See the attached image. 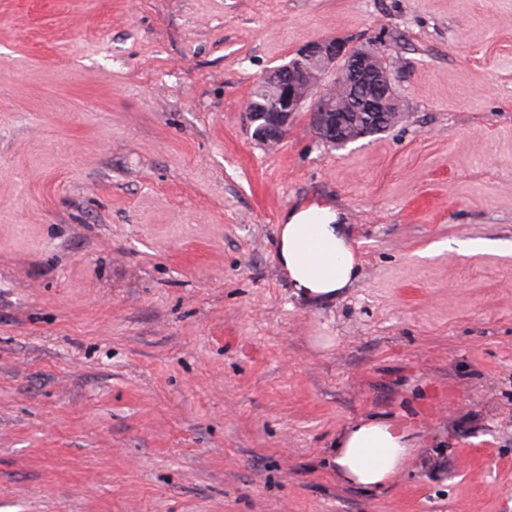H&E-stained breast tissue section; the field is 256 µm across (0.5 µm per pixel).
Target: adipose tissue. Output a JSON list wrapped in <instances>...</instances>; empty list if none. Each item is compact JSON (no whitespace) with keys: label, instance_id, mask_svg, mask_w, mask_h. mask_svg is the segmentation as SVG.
Returning <instances> with one entry per match:
<instances>
[{"label":"adipose tissue","instance_id":"ef3b65f1","mask_svg":"<svg viewBox=\"0 0 512 512\" xmlns=\"http://www.w3.org/2000/svg\"><path fill=\"white\" fill-rule=\"evenodd\" d=\"M277 257L295 295L305 299L334 297L358 273L346 225L337 223L329 207L315 203L287 214L279 227ZM410 440L396 423L360 421L336 441V474L358 487L382 486L396 474Z\"/></svg>","mask_w":512,"mask_h":512}]
</instances>
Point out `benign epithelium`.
Returning a JSON list of instances; mask_svg holds the SVG:
<instances>
[{
	"instance_id": "obj_1",
	"label": "benign epithelium",
	"mask_w": 512,
	"mask_h": 512,
	"mask_svg": "<svg viewBox=\"0 0 512 512\" xmlns=\"http://www.w3.org/2000/svg\"><path fill=\"white\" fill-rule=\"evenodd\" d=\"M263 101L252 98L246 105L255 138L274 147L288 133L291 119L310 104L309 121L314 137L324 145H336V132L347 127L349 140L366 136L347 108L336 103L339 95L352 99L376 122L396 123L402 116L401 100L393 86L390 68L372 48L350 49L337 38L311 41L291 59L264 72L259 79Z\"/></svg>"
}]
</instances>
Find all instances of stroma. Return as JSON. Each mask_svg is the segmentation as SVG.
Here are the masks:
<instances>
[{
    "label": "stroma",
    "mask_w": 512,
    "mask_h": 512,
    "mask_svg": "<svg viewBox=\"0 0 512 512\" xmlns=\"http://www.w3.org/2000/svg\"><path fill=\"white\" fill-rule=\"evenodd\" d=\"M340 37L404 116L343 148L261 75ZM359 261L294 295L286 212ZM512 0H0V512H512ZM415 446L344 482L341 432ZM405 427L384 420H361L336 440L333 463L344 481L380 487L394 476L412 439Z\"/></svg>",
    "instance_id": "obj_1"
}]
</instances>
